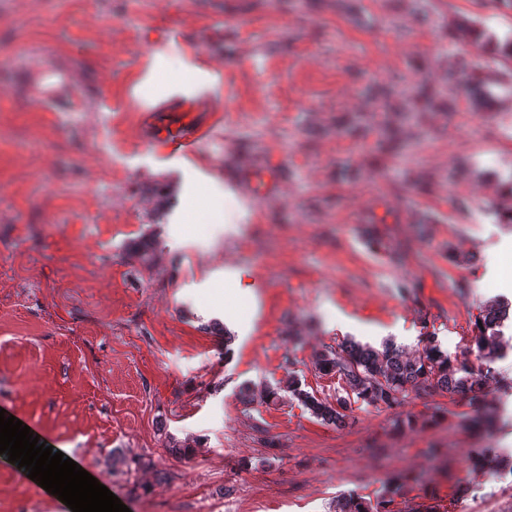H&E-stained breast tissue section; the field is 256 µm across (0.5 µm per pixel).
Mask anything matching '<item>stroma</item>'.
<instances>
[{
    "label": "stroma",
    "instance_id": "1",
    "mask_svg": "<svg viewBox=\"0 0 512 512\" xmlns=\"http://www.w3.org/2000/svg\"><path fill=\"white\" fill-rule=\"evenodd\" d=\"M246 2L0 0V408L130 512H336L399 475L420 482L395 512H512V480L473 462L512 448L511 392L490 387L475 431L441 392L354 403L338 427L286 389L293 371L335 401L342 385L314 354L345 339L413 353L432 336L462 357L479 313L512 301V224L497 219L512 207V104L466 110L448 66L482 50L446 37L460 19L512 34V8ZM19 47L73 65L97 95L76 112L31 107L12 78ZM421 83L455 112L415 119L367 98ZM172 100L191 105L193 157L143 123ZM385 128L399 152L377 149ZM253 169L273 178L264 197L245 184ZM0 512L63 509L2 454Z\"/></svg>",
    "mask_w": 512,
    "mask_h": 512
}]
</instances>
